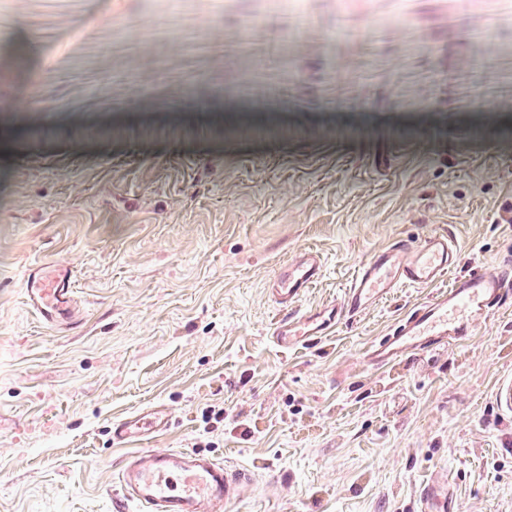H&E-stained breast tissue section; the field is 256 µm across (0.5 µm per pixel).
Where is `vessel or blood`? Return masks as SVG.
Returning <instances> with one entry per match:
<instances>
[{
    "label": "vessel or blood",
    "mask_w": 512,
    "mask_h": 512,
    "mask_svg": "<svg viewBox=\"0 0 512 512\" xmlns=\"http://www.w3.org/2000/svg\"><path fill=\"white\" fill-rule=\"evenodd\" d=\"M457 257L456 245L443 234L427 235L413 245L393 244L363 264L341 303L297 317L291 314V307L318 281L322 271L318 253L303 251L271 286V295L283 312L273 328L274 341L285 351L331 335L343 317L365 311L393 288L404 283H435L454 266ZM26 291L32 308L45 321L56 322L70 303V272L58 267L29 278ZM511 292L512 270L504 264L456 279L448 291L397 321L369 347L366 360L387 370L407 355L464 341L472 336L478 321ZM170 421L169 412L154 407L113 423V443L134 448L120 467L125 499L142 504L147 512H228L247 483L244 473L198 454L139 448V441L164 431ZM452 502L448 482L441 475L419 495L420 512H452Z\"/></svg>",
    "instance_id": "1"
}]
</instances>
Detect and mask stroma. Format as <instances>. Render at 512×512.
<instances>
[{
	"mask_svg": "<svg viewBox=\"0 0 512 512\" xmlns=\"http://www.w3.org/2000/svg\"><path fill=\"white\" fill-rule=\"evenodd\" d=\"M431 233L448 276L274 345L301 250L304 313ZM510 255L512 0H0V512H116L112 423L153 406L144 447L250 474L232 512H418L439 473L454 512H512V296L448 348L363 357ZM52 263L68 329L24 292Z\"/></svg>",
	"mask_w": 512,
	"mask_h": 512,
	"instance_id": "35a3bbf8",
	"label": "stroma"
}]
</instances>
